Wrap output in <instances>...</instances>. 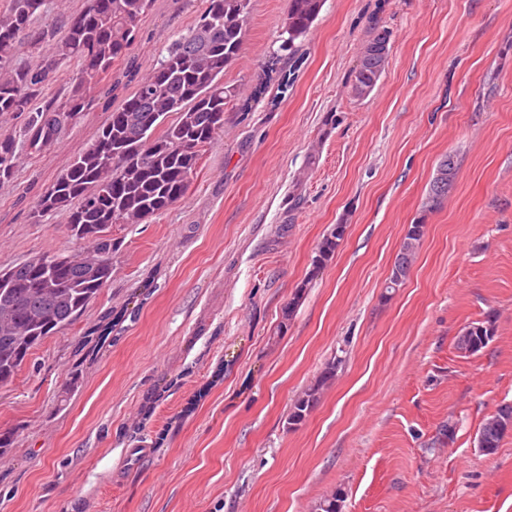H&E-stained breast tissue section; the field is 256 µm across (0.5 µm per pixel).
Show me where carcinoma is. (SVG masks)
I'll list each match as a JSON object with an SVG mask.
<instances>
[{
	"instance_id": "1",
	"label": "carcinoma",
	"mask_w": 512,
	"mask_h": 512,
	"mask_svg": "<svg viewBox=\"0 0 512 512\" xmlns=\"http://www.w3.org/2000/svg\"><path fill=\"white\" fill-rule=\"evenodd\" d=\"M153 0H88L75 15L61 17L39 31L33 25L43 0H6L0 9V116L25 117L31 150L51 146L59 128L83 112L108 113L91 145L79 153L39 196L34 214L69 209L71 232L89 241L96 266L70 256L48 276L36 262L10 268L11 281L0 286V384L12 381L31 349L73 324L112 278L114 224L142 222L181 201L204 148L224 127V105L235 90L224 86V70L239 57L250 14V0H206L188 32L175 40L146 75L131 57L141 21ZM324 0H288L281 49L298 57L295 41L306 36ZM62 37H57L59 30ZM392 32L376 27L362 50L351 93L373 91L384 72ZM25 42L32 53L51 45L53 62H74L78 69L63 98L48 93L50 65L18 66L14 53ZM133 92L112 107L118 90ZM173 121H168L170 116ZM15 137L0 132V184L13 181L18 166ZM457 164L441 157L425 208H438L454 184ZM347 225H334L317 248L316 265L330 260ZM423 234L409 227L390 277L404 282ZM320 386L299 398L290 424L300 423ZM486 447L497 450L504 433L486 421L480 431Z\"/></svg>"
}]
</instances>
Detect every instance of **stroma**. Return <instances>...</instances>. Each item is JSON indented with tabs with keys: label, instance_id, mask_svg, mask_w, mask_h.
<instances>
[{
	"label": "stroma",
	"instance_id": "35a3bbf8",
	"mask_svg": "<svg viewBox=\"0 0 512 512\" xmlns=\"http://www.w3.org/2000/svg\"><path fill=\"white\" fill-rule=\"evenodd\" d=\"M204 6L153 0L132 49L141 72ZM287 11L251 0L224 72L236 95L185 199L112 226L111 280L0 386V432L14 435L0 512H321L338 493L342 512H512V433L495 453L478 445L512 403V0H325L287 98L272 81L256 95L288 59ZM378 24L388 64L359 99L352 73ZM106 118L83 113L50 149L21 152L0 185V269L89 251L67 211L33 206ZM445 155L455 186L428 211ZM489 315L494 339L459 350L462 327ZM131 448L151 454L123 466ZM348 224H334L331 230L323 237L317 248V256L314 263L319 266L330 260L341 241L344 240ZM417 224L422 223L417 222L415 224H411L404 235L392 269V275L387 286L388 288H394L390 283L396 284L398 288L404 282L407 272L416 258L419 246L423 239V234L414 228L416 226H422ZM396 280H399V282H396Z\"/></svg>",
	"mask_w": 512,
	"mask_h": 512
}]
</instances>
